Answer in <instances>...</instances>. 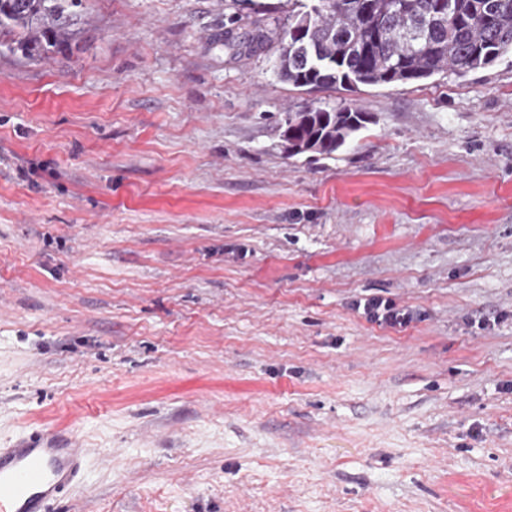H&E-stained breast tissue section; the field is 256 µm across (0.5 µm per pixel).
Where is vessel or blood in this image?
Returning a JSON list of instances; mask_svg holds the SVG:
<instances>
[{
	"instance_id": "obj_1",
	"label": "vessel or blood",
	"mask_w": 512,
	"mask_h": 512,
	"mask_svg": "<svg viewBox=\"0 0 512 512\" xmlns=\"http://www.w3.org/2000/svg\"><path fill=\"white\" fill-rule=\"evenodd\" d=\"M88 457L71 429L34 433L0 448V512H52L81 484Z\"/></svg>"
}]
</instances>
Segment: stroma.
I'll return each mask as SVG.
<instances>
[{
	"mask_svg": "<svg viewBox=\"0 0 512 512\" xmlns=\"http://www.w3.org/2000/svg\"><path fill=\"white\" fill-rule=\"evenodd\" d=\"M86 7L0 54V446L77 428L58 512H512V56L306 92L224 44L293 0ZM311 101L369 121L287 156ZM362 309L369 321L391 328L405 327L417 318L410 308L398 307L394 302L382 299H369Z\"/></svg>",
	"mask_w": 512,
	"mask_h": 512,
	"instance_id": "stroma-1",
	"label": "stroma"
}]
</instances>
